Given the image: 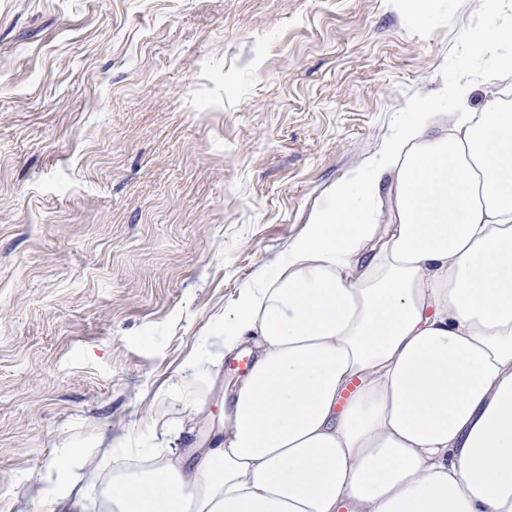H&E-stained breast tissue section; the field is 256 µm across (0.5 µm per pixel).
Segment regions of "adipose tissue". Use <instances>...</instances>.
<instances>
[{
	"label": "adipose tissue",
	"instance_id": "adipose-tissue-1",
	"mask_svg": "<svg viewBox=\"0 0 512 512\" xmlns=\"http://www.w3.org/2000/svg\"><path fill=\"white\" fill-rule=\"evenodd\" d=\"M484 4L473 40L511 69L512 0ZM220 342L251 365L218 441L117 468L112 512H512V101L422 98ZM56 485L60 512H85L77 467Z\"/></svg>",
	"mask_w": 512,
	"mask_h": 512
}]
</instances>
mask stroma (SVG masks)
I'll return each instance as SVG.
<instances>
[{
	"mask_svg": "<svg viewBox=\"0 0 512 512\" xmlns=\"http://www.w3.org/2000/svg\"><path fill=\"white\" fill-rule=\"evenodd\" d=\"M482 0H0V512H50L70 449L112 472L212 431L224 311L417 102L512 71ZM222 380L167 385L188 357Z\"/></svg>",
	"mask_w": 512,
	"mask_h": 512,
	"instance_id": "1",
	"label": "stroma"
}]
</instances>
